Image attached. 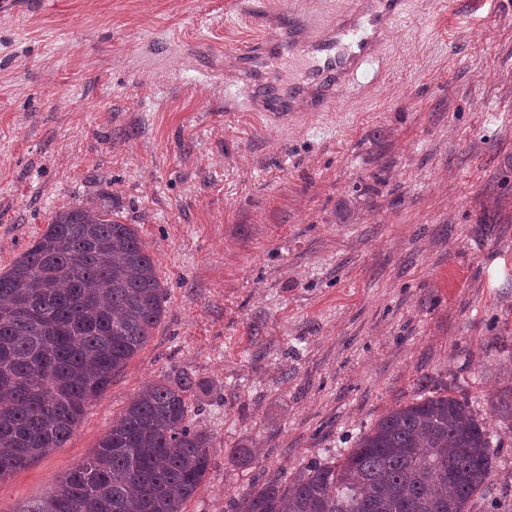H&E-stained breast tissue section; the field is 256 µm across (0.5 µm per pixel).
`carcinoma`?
<instances>
[{
	"mask_svg": "<svg viewBox=\"0 0 512 512\" xmlns=\"http://www.w3.org/2000/svg\"><path fill=\"white\" fill-rule=\"evenodd\" d=\"M166 290L129 224L70 206L0 273V477L59 448L149 339ZM179 372L132 398L94 455L20 512H184L211 466ZM495 449L467 399L434 393L380 417L337 461H312L234 512H468Z\"/></svg>",
	"mask_w": 512,
	"mask_h": 512,
	"instance_id": "carcinoma-1",
	"label": "carcinoma"
}]
</instances>
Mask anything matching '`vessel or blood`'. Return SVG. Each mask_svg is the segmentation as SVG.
I'll list each match as a JSON object with an SVG mask.
<instances>
[{
    "label": "vessel or blood",
    "mask_w": 512,
    "mask_h": 512,
    "mask_svg": "<svg viewBox=\"0 0 512 512\" xmlns=\"http://www.w3.org/2000/svg\"><path fill=\"white\" fill-rule=\"evenodd\" d=\"M375 5L367 22L354 19L334 32L310 20L284 23L282 45L291 52L303 50L305 58L301 81L285 91L267 68L265 46L241 48L239 55L251 64L255 78V109L279 124L304 112L325 111L334 86L375 58L382 44L379 30L399 21L403 13V0H375Z\"/></svg>",
    "instance_id": "1"
}]
</instances>
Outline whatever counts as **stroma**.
Wrapping results in <instances>:
<instances>
[{
  "instance_id": "stroma-1",
  "label": "stroma",
  "mask_w": 512,
  "mask_h": 512,
  "mask_svg": "<svg viewBox=\"0 0 512 512\" xmlns=\"http://www.w3.org/2000/svg\"><path fill=\"white\" fill-rule=\"evenodd\" d=\"M18 0L0 15V272L56 212L104 202L166 289L149 340L62 447L0 478L18 512L91 457L146 384L186 371L213 440L185 512L339 457L448 390L512 512V5L406 0L330 111L267 124L236 50L361 0ZM377 192H370V185ZM235 448L250 455L226 463Z\"/></svg>"
}]
</instances>
